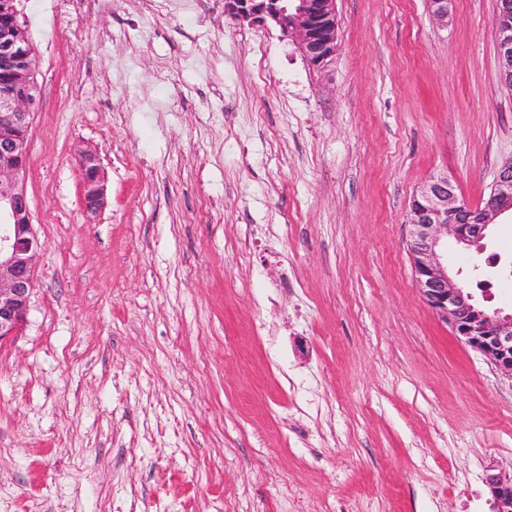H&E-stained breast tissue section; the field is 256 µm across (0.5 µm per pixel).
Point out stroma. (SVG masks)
<instances>
[{
	"label": "stroma",
	"instance_id": "35a3bbf8",
	"mask_svg": "<svg viewBox=\"0 0 512 512\" xmlns=\"http://www.w3.org/2000/svg\"><path fill=\"white\" fill-rule=\"evenodd\" d=\"M496 0H337L311 69L224 0H21L45 248L0 342V512H491L512 377L414 286L408 203L512 156ZM107 205L82 207L75 151ZM486 252L512 311V219ZM82 188V206L88 218H94L107 205L104 173L96 150L84 148L77 153Z\"/></svg>",
	"mask_w": 512,
	"mask_h": 512
}]
</instances>
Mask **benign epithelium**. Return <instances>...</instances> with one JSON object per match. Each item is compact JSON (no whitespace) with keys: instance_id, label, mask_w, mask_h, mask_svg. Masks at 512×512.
I'll use <instances>...</instances> for the list:
<instances>
[{"instance_id":"7a95c632","label":"benign epithelium","mask_w":512,"mask_h":512,"mask_svg":"<svg viewBox=\"0 0 512 512\" xmlns=\"http://www.w3.org/2000/svg\"><path fill=\"white\" fill-rule=\"evenodd\" d=\"M451 0H428L439 25L448 26ZM224 15L240 25L279 29L296 43L308 65L325 69L338 49L336 0H224ZM491 33L501 84L512 89V0H496ZM35 48L20 0H0V341L18 335L34 290L35 262L45 242L34 231L23 183L29 166V130L40 105ZM82 206L94 218L107 205L104 173L97 151L77 153ZM512 213V157L499 165L489 201L473 206L455 193L448 175L432 177L408 205L406 242L415 287L423 301L465 344L512 377V313L489 312L448 270L444 236L476 254L497 218ZM492 512H512V473L485 478Z\"/></svg>"}]
</instances>
